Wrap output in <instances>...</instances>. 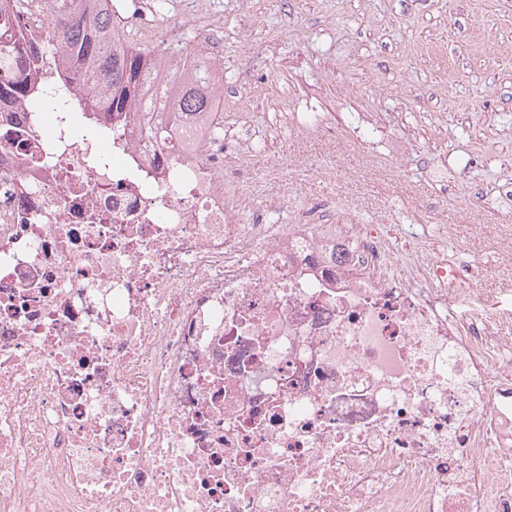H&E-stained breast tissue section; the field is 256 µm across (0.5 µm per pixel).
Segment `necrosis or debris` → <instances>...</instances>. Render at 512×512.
<instances>
[{"mask_svg": "<svg viewBox=\"0 0 512 512\" xmlns=\"http://www.w3.org/2000/svg\"><path fill=\"white\" fill-rule=\"evenodd\" d=\"M211 73L173 153L72 86L0 106V512H512L481 259L257 191Z\"/></svg>", "mask_w": 512, "mask_h": 512, "instance_id": "necrosis-or-debris-1", "label": "necrosis or debris"}]
</instances>
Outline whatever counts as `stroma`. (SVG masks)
I'll return each instance as SVG.
<instances>
[{
    "instance_id": "obj_1",
    "label": "stroma",
    "mask_w": 512,
    "mask_h": 512,
    "mask_svg": "<svg viewBox=\"0 0 512 512\" xmlns=\"http://www.w3.org/2000/svg\"><path fill=\"white\" fill-rule=\"evenodd\" d=\"M196 22L222 27L225 87L253 83L268 129L251 161L257 189L277 161L289 204L332 197L362 224L382 213L449 225V258L479 252L478 288L512 299V264L499 259L512 200L497 191L512 168V0H207ZM282 100L298 120L335 116L344 140L324 150L271 127ZM300 152L309 168L289 167ZM444 162L458 173L447 189L429 176Z\"/></svg>"
}]
</instances>
